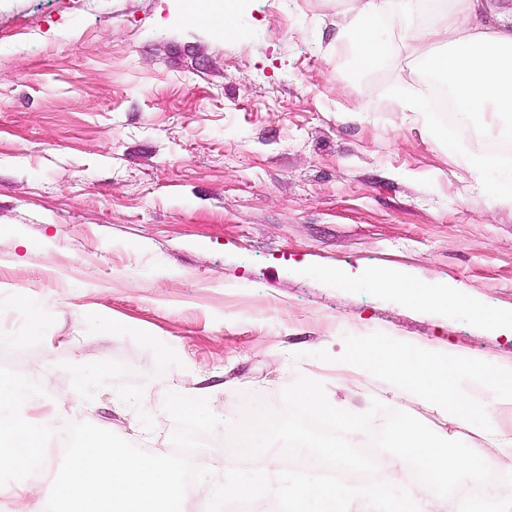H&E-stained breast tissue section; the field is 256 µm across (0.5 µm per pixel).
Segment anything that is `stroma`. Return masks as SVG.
<instances>
[{
	"label": "stroma",
	"mask_w": 512,
	"mask_h": 512,
	"mask_svg": "<svg viewBox=\"0 0 512 512\" xmlns=\"http://www.w3.org/2000/svg\"><path fill=\"white\" fill-rule=\"evenodd\" d=\"M342 9L238 0L225 37L186 0H0V365L57 406L29 500L48 499L71 423L171 453L170 391L232 424L302 375L469 440L337 358L380 331L512 367V337L468 310L512 318V159L472 169L498 128L478 141L402 111L398 94L427 96L409 21L359 71ZM390 270L468 305L347 283ZM199 440L210 475L186 512L237 458L223 430Z\"/></svg>",
	"instance_id": "stroma-1"
}]
</instances>
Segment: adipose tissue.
I'll use <instances>...</instances> for the list:
<instances>
[{
	"instance_id": "obj_1",
	"label": "adipose tissue",
	"mask_w": 512,
	"mask_h": 512,
	"mask_svg": "<svg viewBox=\"0 0 512 512\" xmlns=\"http://www.w3.org/2000/svg\"><path fill=\"white\" fill-rule=\"evenodd\" d=\"M353 18L344 34L357 68L374 67L385 52L379 29L395 18L417 13L419 0H349ZM428 21L413 25L416 45L444 43L448 51L426 58L425 64L448 85L469 123L485 126L499 114L512 115V32L488 29L477 32L459 27L460 17L476 11V0H428ZM374 288H389L420 306L449 309L462 299L442 293L425 280L396 274L370 278Z\"/></svg>"
}]
</instances>
